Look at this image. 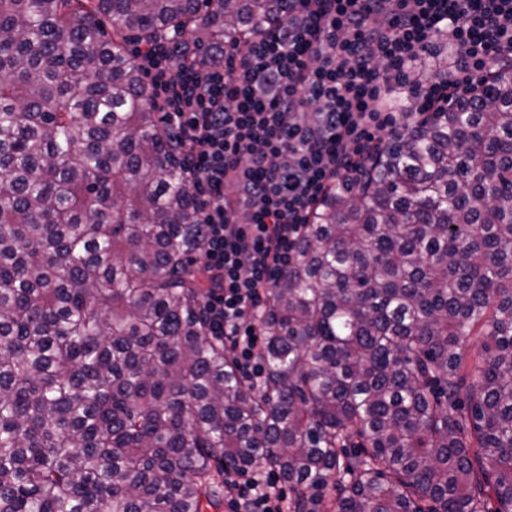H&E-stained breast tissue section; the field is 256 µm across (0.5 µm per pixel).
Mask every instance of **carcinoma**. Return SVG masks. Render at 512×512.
I'll return each mask as SVG.
<instances>
[{"mask_svg":"<svg viewBox=\"0 0 512 512\" xmlns=\"http://www.w3.org/2000/svg\"><path fill=\"white\" fill-rule=\"evenodd\" d=\"M282 9L0 0V512H204L267 467L291 512H512V64L312 207L261 385L213 334L127 32L199 62Z\"/></svg>","mask_w":512,"mask_h":512,"instance_id":"carcinoma-1","label":"carcinoma"}]
</instances>
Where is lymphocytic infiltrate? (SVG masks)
<instances>
[{"instance_id":"1","label":"lymphocytic infiltrate","mask_w":512,"mask_h":512,"mask_svg":"<svg viewBox=\"0 0 512 512\" xmlns=\"http://www.w3.org/2000/svg\"><path fill=\"white\" fill-rule=\"evenodd\" d=\"M504 56L512 0H286L281 18L198 64L181 61L172 39L134 50L184 143L204 229L205 310L242 378L264 375L255 347L266 296L330 183L355 174L375 131L402 133ZM424 62L431 72L411 111H388L392 83ZM278 483L225 471L231 512H285Z\"/></svg>"}]
</instances>
